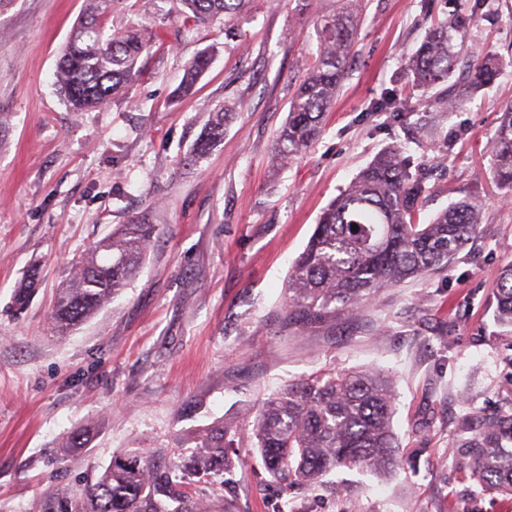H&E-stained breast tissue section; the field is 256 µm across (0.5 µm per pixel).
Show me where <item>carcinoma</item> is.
Masks as SVG:
<instances>
[{"instance_id":"cac0c4a2","label":"carcinoma","mask_w":512,"mask_h":512,"mask_svg":"<svg viewBox=\"0 0 512 512\" xmlns=\"http://www.w3.org/2000/svg\"><path fill=\"white\" fill-rule=\"evenodd\" d=\"M87 2V17L72 31L55 74L58 90L74 112L117 95L140 73L139 59L149 43L137 29L117 34L106 30L100 18L112 0ZM175 2L184 19L196 23L221 15L233 21L246 4V0ZM365 7V0H343L335 13L320 18L317 56L302 67L288 120L273 150L275 165H287L320 136L323 116L336 100L355 55L357 18ZM468 25L460 15L437 24L405 60L406 80L428 93L433 112L463 108L472 95L512 67V61L491 51L468 50ZM209 64L210 54L198 53L185 70L178 93L190 92ZM371 111L399 116L408 108L388 94ZM226 116L224 111L215 113L188 161L201 158L212 140L224 134ZM491 155L493 177L503 195L512 197V103L502 109ZM411 166L401 150L386 149L323 210L308 245L293 263L285 323L316 324L336 312L338 305L351 307L382 288L446 266L477 232L482 210L469 199L451 203L426 224L414 223L426 188L412 176ZM155 233L156 225L141 216L116 225L108 237L75 259V273L59 289L50 315L59 335H66L121 293L139 273ZM34 286V275L25 276L14 290V307L22 310L28 305ZM496 307L499 321L512 327V266L500 273ZM392 407V380L383 371L324 372L269 397L248 438L270 475L289 487L320 484L341 465L384 472L398 463L390 425ZM94 430L91 425L72 430L65 447H86ZM236 442V430L220 422L188 458L163 466L141 448L126 450L115 455L87 488L75 512H203V504L186 488L232 474ZM461 450L475 458L476 482L512 495V412L483 423Z\"/></svg>"}]
</instances>
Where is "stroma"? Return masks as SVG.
Returning a JSON list of instances; mask_svg holds the SVG:
<instances>
[{"label": "stroma", "mask_w": 512, "mask_h": 512, "mask_svg": "<svg viewBox=\"0 0 512 512\" xmlns=\"http://www.w3.org/2000/svg\"><path fill=\"white\" fill-rule=\"evenodd\" d=\"M335 7L250 0L228 26L184 22L172 0H114L102 23L153 41L121 94L74 112L55 73L85 0H0V512H68L118 451L146 448L164 464L216 421L244 435L282 386L363 368L393 380L398 468L341 467L327 487L293 491L243 439L230 482L190 494L210 512H512V497L479 486L460 450L483 419L512 409V335L494 321L497 278L512 265V204L489 152L512 68L448 114L424 111L403 76L405 55L455 10L472 16L475 50L511 59L512 0H368L319 140L273 166L298 64L314 60L317 20ZM204 50L210 69L175 98ZM391 92L408 113L371 112ZM227 104L223 138L187 164ZM395 145L428 189L416 223L469 198L482 224L441 272L314 325L285 324L289 272L323 208ZM142 214L158 232L139 274L56 336L49 315L72 260ZM31 270L38 291L19 313L12 291ZM85 424L95 427L87 448L63 453Z\"/></svg>", "instance_id": "35a3bbf8"}]
</instances>
